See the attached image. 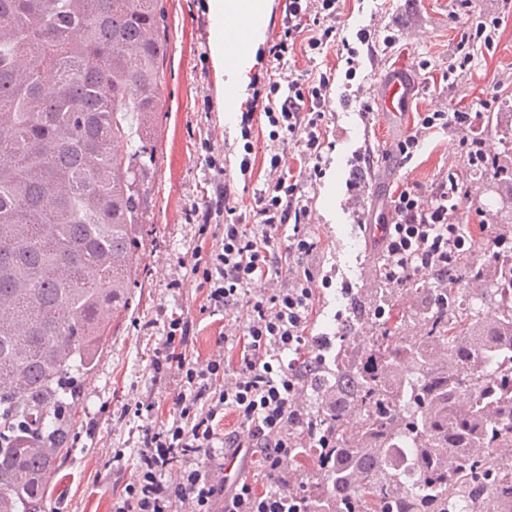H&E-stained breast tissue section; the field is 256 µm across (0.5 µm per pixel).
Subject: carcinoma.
Listing matches in <instances>:
<instances>
[{
    "mask_svg": "<svg viewBox=\"0 0 512 512\" xmlns=\"http://www.w3.org/2000/svg\"><path fill=\"white\" fill-rule=\"evenodd\" d=\"M163 0H0V512H45L74 415L146 274L145 175L168 53ZM486 268L374 321L325 374L330 445L307 512H512V231ZM479 285L481 308L461 306ZM384 265L360 293L393 310ZM419 475L404 486L398 466Z\"/></svg>",
    "mask_w": 512,
    "mask_h": 512,
    "instance_id": "carcinoma-1",
    "label": "carcinoma"
}]
</instances>
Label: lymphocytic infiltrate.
Here are the masks:
<instances>
[{
  "label": "lymphocytic infiltrate",
  "instance_id": "obj_1",
  "mask_svg": "<svg viewBox=\"0 0 512 512\" xmlns=\"http://www.w3.org/2000/svg\"><path fill=\"white\" fill-rule=\"evenodd\" d=\"M338 0H288L280 21V34L269 53L275 72L267 74L241 116L248 172L255 115H263L270 142L293 144L298 160L314 161L310 179L322 174L320 160L328 140L325 109L336 81L335 69L318 74L284 73L295 50L320 54L335 49L344 61L346 80H353L363 65V48L370 32L358 29L354 37L337 27ZM458 125L471 160L485 154V140L468 112H429L420 118L421 132ZM201 149L206 182L212 195L204 208H193L190 218L201 234L209 235L207 251H193L185 263V277L196 282L211 308H245L244 322L229 325L225 341L243 338L239 367L227 373L223 358L198 364L179 352L174 342L191 330L187 320L168 324L163 350L154 361L156 373L178 368L184 383L173 398V420L163 428L141 429L137 473L124 488L116 512H306L304 495L273 488L254 491V478L224 477V455L248 466L263 457L271 479H278L284 462L316 440L318 429L298 406L309 376L321 373L326 363V339L312 365L300 368L295 359L306 343L309 312L316 300L315 277L305 260L316 247L304 230L311 207L293 167L283 153L270 152L266 186L254 199V221L244 224L230 204L231 191L224 179V162L210 139ZM459 187L442 182L425 190L409 183L391 198L392 221L385 225L386 278L406 286L414 278L448 270V259L463 249L454 216ZM242 420L241 430L218 433L225 412ZM176 479H168L169 471Z\"/></svg>",
  "mask_w": 512,
  "mask_h": 512
}]
</instances>
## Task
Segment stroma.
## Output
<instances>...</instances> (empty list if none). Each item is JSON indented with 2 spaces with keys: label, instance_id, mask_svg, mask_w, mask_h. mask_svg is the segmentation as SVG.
Wrapping results in <instances>:
<instances>
[{
  "label": "stroma",
  "instance_id": "obj_1",
  "mask_svg": "<svg viewBox=\"0 0 512 512\" xmlns=\"http://www.w3.org/2000/svg\"><path fill=\"white\" fill-rule=\"evenodd\" d=\"M207 0H165L169 56L162 91V118L155 159L147 172L148 220L152 249L131 308L117 320L94 373L86 382V397L78 410V429L72 449L47 490L45 512H112V499L131 481L137 467L139 426L165 425L179 391L177 370L157 376L153 362L166 341L170 319L193 322V334L183 346L192 359L205 361L222 355L237 364L239 347L224 343V311L203 308V294L193 282L171 287L179 278L180 260L194 250H207L209 240L191 224V206L203 205L208 187L203 174L199 141L211 137L224 157L225 179L236 203L246 205L263 189L268 167V131L254 127L253 153H245L238 122L227 119L225 92L210 57V21ZM266 23L254 53L250 78L238 92L236 112L252 102L253 77L262 76L273 61L269 47L278 32L286 0H265ZM483 22L486 38L460 39L472 32L473 21ZM339 21L350 30L368 27L378 51L375 61L358 71L356 96L333 95L326 115L331 145L323 151L321 179L308 182L304 191L312 203L308 234L316 248L308 265L316 279H331L321 289V301L310 317V336L360 334L365 320L351 306L349 291H361L381 246L368 237L364 226L390 217V195L403 182L422 188L448 178L463 195L459 219L476 233L478 246L489 234L511 224L512 214L487 204L497 182L496 168L512 170V111L502 101L512 98V0H342ZM399 40L385 48L387 32ZM458 63L449 73V63ZM411 70L417 90L409 110L400 119L382 112L372 89L395 68ZM480 112L493 164L472 167L468 149L457 128L423 136V145L411 160L396 155L397 144L414 134L423 112ZM373 150L376 162L369 171L367 191L361 192L364 221L356 223L345 183L352 168V153L359 147ZM250 156V177H243L240 162ZM151 401L143 416L125 414L126 405Z\"/></svg>",
  "mask_w": 512,
  "mask_h": 512
}]
</instances>
